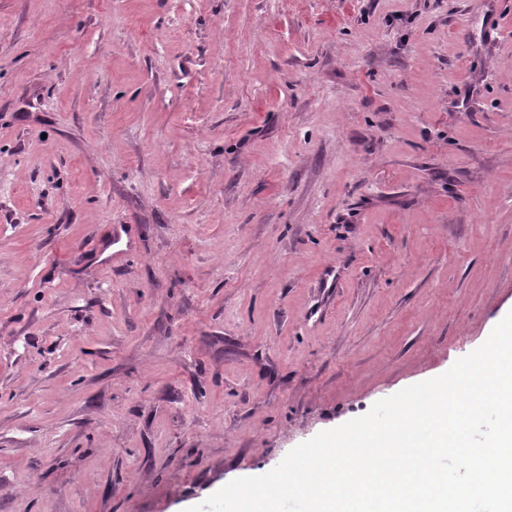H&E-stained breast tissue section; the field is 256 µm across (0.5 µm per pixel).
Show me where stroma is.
<instances>
[{
    "label": "stroma",
    "mask_w": 512,
    "mask_h": 512,
    "mask_svg": "<svg viewBox=\"0 0 512 512\" xmlns=\"http://www.w3.org/2000/svg\"><path fill=\"white\" fill-rule=\"evenodd\" d=\"M512 312V0H0V512H185Z\"/></svg>",
    "instance_id": "stroma-1"
}]
</instances>
